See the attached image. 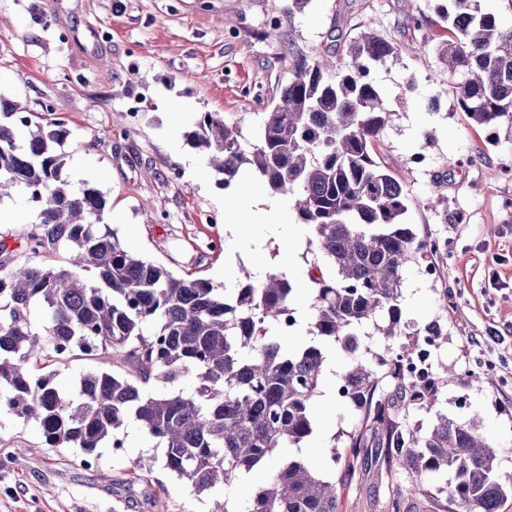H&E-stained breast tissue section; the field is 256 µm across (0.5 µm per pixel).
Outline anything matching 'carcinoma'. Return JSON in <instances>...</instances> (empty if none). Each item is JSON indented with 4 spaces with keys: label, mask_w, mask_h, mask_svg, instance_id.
Returning a JSON list of instances; mask_svg holds the SVG:
<instances>
[{
    "label": "carcinoma",
    "mask_w": 512,
    "mask_h": 512,
    "mask_svg": "<svg viewBox=\"0 0 512 512\" xmlns=\"http://www.w3.org/2000/svg\"><path fill=\"white\" fill-rule=\"evenodd\" d=\"M512 0H442L448 41L435 49V75L451 80L456 107L491 127L512 114ZM397 43L366 22L343 52L292 58L288 83L261 113L257 139L243 144L238 124L207 112L188 138L224 175V185L254 171L263 187L295 197L311 231L307 255L311 333L354 354L358 332L398 335L403 273L425 256L403 222L409 175L398 176L377 147L394 112L371 69L397 56ZM66 134L48 106L0 112V199L23 190L36 225L0 260V406L35 423L44 445L68 448L84 465L98 449L123 448L133 419L163 449L162 466L200 496L253 470H269L248 512H338L336 484L291 449L314 432L313 402L326 354L320 344L289 347L284 315L297 322L295 291L274 269L244 273L226 292L210 280L174 274L128 251L103 223L107 200L64 174L55 145ZM68 251L67 269L33 264L31 255ZM44 314L31 321L33 305ZM388 345L347 365L341 382L362 413L348 435L354 467L381 459L409 474L387 512H498L509 489L491 439L470 423L438 416L425 435L399 419L433 407L439 383L401 375ZM103 356L109 367L80 375L63 391L57 371L31 363ZM399 388L381 391L383 376ZM191 391L174 389L182 379ZM161 383L165 394L150 390Z\"/></svg>",
    "instance_id": "1"
}]
</instances>
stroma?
<instances>
[{"instance_id": "stroma-1", "label": "stroma", "mask_w": 512, "mask_h": 512, "mask_svg": "<svg viewBox=\"0 0 512 512\" xmlns=\"http://www.w3.org/2000/svg\"><path fill=\"white\" fill-rule=\"evenodd\" d=\"M288 0H0V98L29 111L52 104L67 123L65 173L108 201L105 221L125 247L177 274L233 289L230 250L273 268L278 245L254 248L264 225L244 224L235 242L224 227L234 215L222 177L186 139L202 114L238 120L254 139L264 106L288 70L280 45L295 54L325 46L331 30L353 36L374 20L399 46L372 75L398 114L379 151L393 172L410 171L406 222L439 240L425 264L409 265L401 297L403 343L440 328L437 364L456 373L431 410L408 422L428 431L438 416L470 422L500 448L499 475L512 480V119L492 128L455 108L447 78L434 76L433 54L417 53L448 37L436 0H311L284 18ZM428 19L425 32L413 18ZM281 19V42L263 36ZM431 157L417 168L418 155ZM439 267L430 282L423 265ZM304 455L337 488L339 512H384L393 485L348 467L346 434L361 416L344 401L317 409ZM41 434L0 410V512H207L209 497L181 488L163 469L137 423L120 452L101 448L90 466L64 448L41 447ZM40 452H33V445Z\"/></svg>"}]
</instances>
